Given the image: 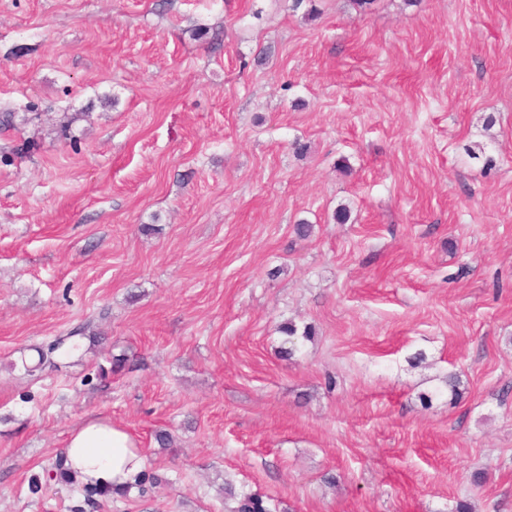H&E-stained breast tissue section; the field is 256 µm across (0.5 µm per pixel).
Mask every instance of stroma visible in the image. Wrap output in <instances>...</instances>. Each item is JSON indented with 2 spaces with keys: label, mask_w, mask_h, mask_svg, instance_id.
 Returning <instances> with one entry per match:
<instances>
[{
  "label": "stroma",
  "mask_w": 512,
  "mask_h": 512,
  "mask_svg": "<svg viewBox=\"0 0 512 512\" xmlns=\"http://www.w3.org/2000/svg\"><path fill=\"white\" fill-rule=\"evenodd\" d=\"M315 5L0 0V512H512V0ZM65 455L59 456L51 469L30 477L31 493L41 492L52 481L73 483L74 476L83 484L112 487L84 486L82 496L85 504L94 505L95 496L126 494L128 490L114 488L133 483L144 467L143 457L133 438L101 418L89 419L72 430ZM66 458L74 476L66 466Z\"/></svg>",
  "instance_id": "obj_1"
}]
</instances>
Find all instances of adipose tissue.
<instances>
[{
  "label": "adipose tissue",
  "mask_w": 512,
  "mask_h": 512,
  "mask_svg": "<svg viewBox=\"0 0 512 512\" xmlns=\"http://www.w3.org/2000/svg\"><path fill=\"white\" fill-rule=\"evenodd\" d=\"M65 455L74 476L93 486H125L134 482L144 467L133 438L101 418L87 420L72 430Z\"/></svg>",
  "instance_id": "adipose-tissue-1"
}]
</instances>
